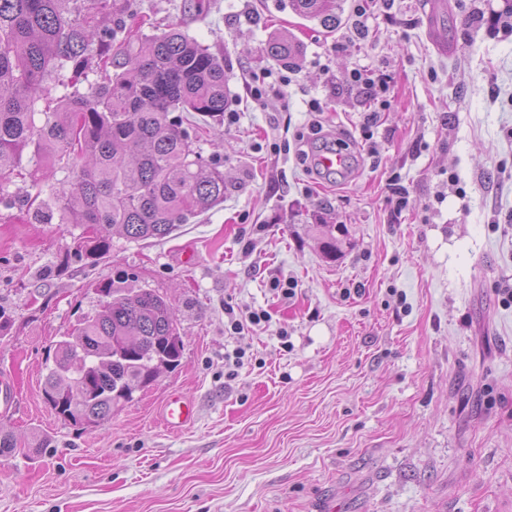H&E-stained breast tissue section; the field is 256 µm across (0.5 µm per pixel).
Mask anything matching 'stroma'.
Wrapping results in <instances>:
<instances>
[{"label": "stroma", "mask_w": 512, "mask_h": 512, "mask_svg": "<svg viewBox=\"0 0 512 512\" xmlns=\"http://www.w3.org/2000/svg\"><path fill=\"white\" fill-rule=\"evenodd\" d=\"M447 2L442 56L423 0H342L331 33L287 0H136L146 32L180 27L224 60L239 119L201 132L224 200L161 241L113 234L87 260L82 227L0 205V375L19 396L0 411L19 445L0 462V512H512V303L498 293L512 286V28L494 21L505 0ZM277 33L300 47L294 69L265 52ZM355 68L389 79L369 142ZM314 121L348 144L349 175L309 169ZM323 224L340 229L336 258ZM118 279L167 298L182 358L83 429L46 403L47 367ZM254 310L268 321L229 335L230 313ZM173 391L197 411L178 434L160 420Z\"/></svg>", "instance_id": "obj_1"}]
</instances>
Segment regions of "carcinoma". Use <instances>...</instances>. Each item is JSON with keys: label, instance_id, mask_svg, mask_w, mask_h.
Listing matches in <instances>:
<instances>
[{"label": "carcinoma", "instance_id": "1", "mask_svg": "<svg viewBox=\"0 0 512 512\" xmlns=\"http://www.w3.org/2000/svg\"><path fill=\"white\" fill-rule=\"evenodd\" d=\"M133 7L0 0V178L29 149L65 172L52 188L61 221L93 229L78 257L108 253L115 230L130 241L166 239L224 201L221 161L199 145V130L228 103L224 60L178 27L144 33ZM289 7L329 32L340 24V0ZM266 53L293 64L299 45L278 34ZM51 83L66 92L47 98ZM98 291L108 301L56 342L44 383L45 401L75 426L100 425L182 357L163 296L112 282Z\"/></svg>", "mask_w": 512, "mask_h": 512}]
</instances>
